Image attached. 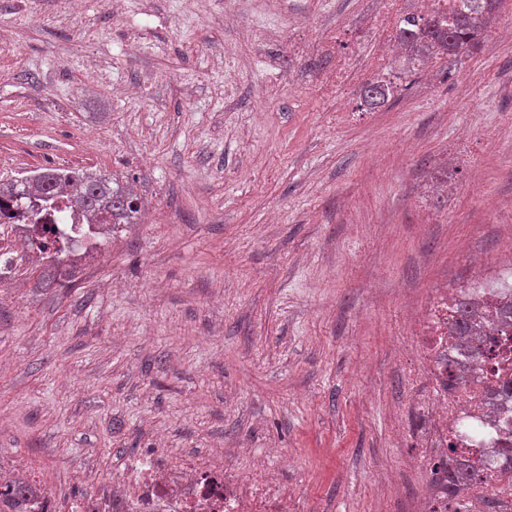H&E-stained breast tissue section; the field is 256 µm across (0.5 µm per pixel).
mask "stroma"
<instances>
[{
  "instance_id": "35a3bbf8",
  "label": "stroma",
  "mask_w": 512,
  "mask_h": 512,
  "mask_svg": "<svg viewBox=\"0 0 512 512\" xmlns=\"http://www.w3.org/2000/svg\"><path fill=\"white\" fill-rule=\"evenodd\" d=\"M378 0H0V177L89 167L141 210L0 300V454L91 491L160 448L261 467L291 512H411L408 319L512 233V41L314 92ZM275 33L261 44L253 29ZM462 159L447 171V154Z\"/></svg>"
}]
</instances>
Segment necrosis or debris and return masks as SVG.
<instances>
[{
  "label": "necrosis or debris",
  "instance_id": "1",
  "mask_svg": "<svg viewBox=\"0 0 512 512\" xmlns=\"http://www.w3.org/2000/svg\"><path fill=\"white\" fill-rule=\"evenodd\" d=\"M464 0H379L370 19V65L382 68L393 36L407 17L445 18ZM35 242L45 243L46 263L101 248L97 225L68 199L47 210L41 222L14 211L0 224V288L18 280ZM481 305L486 332L463 343L451 331L461 295ZM512 301V263L497 275L481 271L467 289L438 288L425 298L411 334L425 364L418 377L426 394L413 408L426 420L421 465L431 479L413 512H485L496 500L512 512V322H496L501 300ZM471 463L474 475L457 494L446 479L449 454ZM288 493L261 468L242 476L195 455L171 462L152 453L130 457L66 512H288Z\"/></svg>",
  "mask_w": 512,
  "mask_h": 512
}]
</instances>
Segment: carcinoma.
<instances>
[{
  "label": "carcinoma",
  "instance_id": "1",
  "mask_svg": "<svg viewBox=\"0 0 512 512\" xmlns=\"http://www.w3.org/2000/svg\"><path fill=\"white\" fill-rule=\"evenodd\" d=\"M503 0H482L479 8L459 11L448 24L434 22L424 28L407 27L401 38L410 43L437 45L446 54L458 55L474 46L487 29L492 15L496 14ZM65 196L93 218L112 224H128L139 207L127 187L112 176L90 168L45 167L30 175L0 180V199L6 202L18 199H41ZM458 336H470L473 323L467 303L454 324Z\"/></svg>",
  "mask_w": 512,
  "mask_h": 512
}]
</instances>
